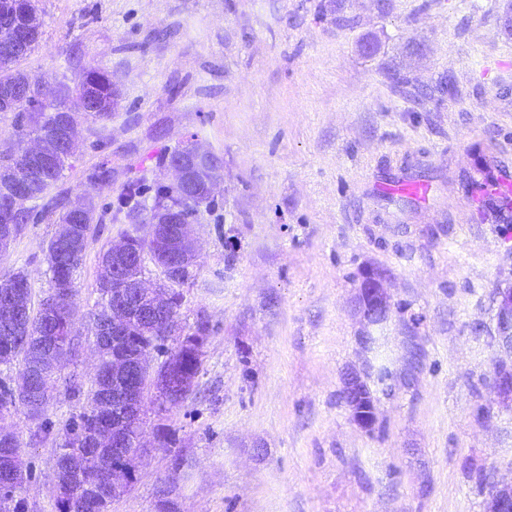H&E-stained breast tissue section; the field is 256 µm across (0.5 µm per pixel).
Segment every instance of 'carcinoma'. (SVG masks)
<instances>
[{"mask_svg": "<svg viewBox=\"0 0 512 512\" xmlns=\"http://www.w3.org/2000/svg\"><path fill=\"white\" fill-rule=\"evenodd\" d=\"M24 27L30 32L27 45L4 58L5 52L15 47L16 29ZM42 22L34 0H0V101L9 104L21 98L27 92L40 88L41 80L35 72L22 67L38 45ZM119 92L112 83V77L94 67L84 69L69 85L63 83L57 90L55 100L37 106L19 103L11 109L13 112L12 127L16 136L23 140L36 136L43 142L46 157L52 159L47 165L42 160L29 166L28 173L34 189L28 198L17 202L16 208L21 213L24 223L39 219L35 209L29 203L44 197L61 180L66 166L69 165L71 154L60 151L62 136L61 117L64 112H86L94 120L99 121L112 116V110L118 104ZM19 162L13 157L0 158V192L7 191L12 182V170ZM214 199L201 193L194 201L182 199L180 189L174 185H161L157 188L155 202L149 216H143L141 209L134 207L128 210V216L138 215L142 222L165 224L173 218L171 210L178 208V215L183 218H194L201 208H210ZM59 208L57 223L61 231L52 237L46 246V263L48 266V295H57L59 304L54 316L43 314L44 301L33 302V292L28 275L18 270L5 277L4 283L16 296L18 302L28 307V314L19 319L8 317L0 310V363L18 362L20 368L29 363L30 350L36 347L47 336L73 334V316L75 297L78 289V276L83 264L89 239L98 234L103 218L97 216L96 206L90 202L85 210L74 212L65 207L63 199L56 200ZM117 245L131 248L140 253L154 252V248L146 240L128 231L121 233ZM191 277V271L171 272L167 279L172 281L173 311H179L182 293L178 287ZM97 300L91 312L92 335L100 336L101 323L112 316V270L100 266L96 279ZM140 342L151 343L152 337L167 333L163 321L143 322L137 324L135 330ZM206 327L197 325L195 331L186 334L175 350L171 351L169 363L160 367L156 379H173L177 372L187 374V379H197L201 373ZM126 377L112 373V346H105L100 353V368L96 371L88 388L76 380H68L67 389L74 398L85 397V405L71 414L63 425L62 432L55 437L56 465L63 463L74 470L78 484L74 492L79 498L88 502L86 512H106L112 500L97 502L99 483L104 472L112 470V449L95 448L87 443L97 432L112 433V407L98 402L99 394L112 387H120ZM41 396L40 384L37 381L23 380L17 386L0 380V415H10L18 410L28 418L37 421L40 439L51 434V422L45 417V406H37V398ZM10 448L18 453L15 469L10 476L14 488L19 490L28 480V470L22 461L21 443L14 435L9 439L0 438V449Z\"/></svg>", "mask_w": 512, "mask_h": 512, "instance_id": "1", "label": "carcinoma"}]
</instances>
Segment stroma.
Returning a JSON list of instances; mask_svg holds the SVG:
<instances>
[{"mask_svg":"<svg viewBox=\"0 0 512 512\" xmlns=\"http://www.w3.org/2000/svg\"><path fill=\"white\" fill-rule=\"evenodd\" d=\"M511 3L38 0L27 66L44 88L92 65L121 94L111 120L77 114L42 220L0 257V278L25 271L43 297L53 197L104 213L79 278L78 351L48 397L54 425L80 406L66 379L95 370L88 312L101 249L132 227L126 183H168L161 161L187 142L224 166L168 340L207 325L197 387L161 416L145 395L138 479L108 512H488L476 471L512 483V407L490 389L512 222L462 187L512 176ZM101 165L111 181L90 182ZM416 177L428 203L385 189ZM373 271L391 302L377 325L358 309ZM352 370L374 395L369 431L341 396ZM0 423L23 445L24 512H55L54 442L30 444L24 414Z\"/></svg>","mask_w":512,"mask_h":512,"instance_id":"35a3bbf8","label":"stroma"}]
</instances>
